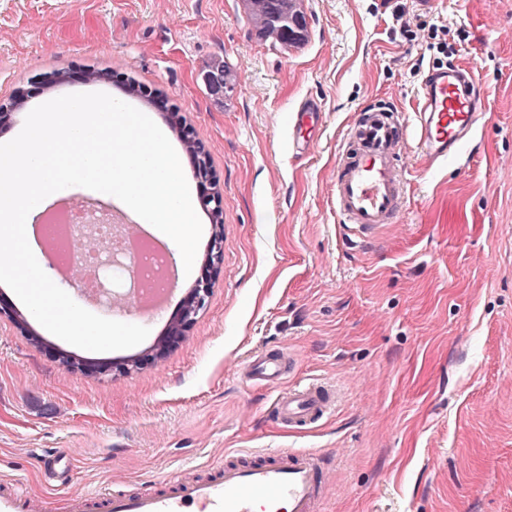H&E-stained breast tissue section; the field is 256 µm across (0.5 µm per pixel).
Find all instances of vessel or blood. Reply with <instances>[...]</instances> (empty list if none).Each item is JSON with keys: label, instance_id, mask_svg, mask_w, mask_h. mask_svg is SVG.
Listing matches in <instances>:
<instances>
[{"label": "vessel or blood", "instance_id": "obj_1", "mask_svg": "<svg viewBox=\"0 0 512 512\" xmlns=\"http://www.w3.org/2000/svg\"><path fill=\"white\" fill-rule=\"evenodd\" d=\"M420 97V152L432 163L456 158L476 131L482 107L471 71L456 65L433 71ZM394 112L387 104L362 110L349 128L348 148L336 160V211L354 242L374 240L393 223L405 197L400 159L407 141ZM286 374L281 353L254 355L244 369L248 380L267 385L279 384ZM339 400L334 385L312 378L279 393L270 412L288 428L302 429L331 415ZM329 480L330 471L314 450H240L206 478L165 479L158 489L136 495L72 490L52 507L56 512H322ZM48 507L44 498L18 484H0V512H47Z\"/></svg>", "mask_w": 512, "mask_h": 512}]
</instances>
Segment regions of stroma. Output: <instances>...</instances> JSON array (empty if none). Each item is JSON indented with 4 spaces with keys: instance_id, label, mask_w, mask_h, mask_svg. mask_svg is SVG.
<instances>
[{
    "instance_id": "1",
    "label": "stroma",
    "mask_w": 512,
    "mask_h": 512,
    "mask_svg": "<svg viewBox=\"0 0 512 512\" xmlns=\"http://www.w3.org/2000/svg\"><path fill=\"white\" fill-rule=\"evenodd\" d=\"M309 37L258 40L241 0H0V143L57 97L164 98L209 149L224 260L205 310L158 363L65 370L0 318V480L54 500L205 476L241 449L310 448L336 471L325 512H512V0H303ZM239 76L215 99L213 58ZM473 70L486 116L461 160L408 146L399 220L346 244L331 192L357 112L392 103L414 127L443 60ZM112 72L88 82L87 70ZM66 72L45 88L43 75ZM320 120L292 140L302 103ZM259 351L290 353L287 383L339 384L333 414L270 421L277 387L246 380Z\"/></svg>"
}]
</instances>
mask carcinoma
I'll use <instances>...</instances> for the list:
<instances>
[{
	"instance_id": "1",
	"label": "carcinoma",
	"mask_w": 512,
	"mask_h": 512,
	"mask_svg": "<svg viewBox=\"0 0 512 512\" xmlns=\"http://www.w3.org/2000/svg\"><path fill=\"white\" fill-rule=\"evenodd\" d=\"M255 35L260 39L273 38L280 45L290 48L307 40V28H296L297 20L304 18L301 0H242ZM207 72L224 74V86L237 87L238 77L222 58L214 59Z\"/></svg>"
}]
</instances>
